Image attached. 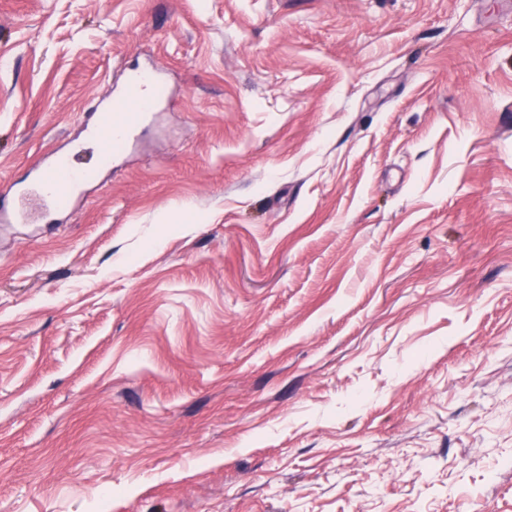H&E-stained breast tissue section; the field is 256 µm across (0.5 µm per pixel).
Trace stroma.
Wrapping results in <instances>:
<instances>
[{
	"label": "stroma",
	"mask_w": 512,
	"mask_h": 512,
	"mask_svg": "<svg viewBox=\"0 0 512 512\" xmlns=\"http://www.w3.org/2000/svg\"><path fill=\"white\" fill-rule=\"evenodd\" d=\"M0 512H512V0H0ZM151 87V92L148 91ZM166 81L157 67L125 73L120 83L111 84L94 112L86 114V130L105 162L118 149L126 148L158 105ZM132 100L134 112H125ZM98 178V170L83 167L71 160L69 151L57 149L50 152L39 164L38 173L22 186L9 185L8 191L12 197V207L6 209L0 205V221L18 223L23 220V214L14 206V202L36 189L53 202V207L47 212L49 224L59 222V217L65 214L77 201L83 190L93 184Z\"/></svg>",
	"instance_id": "1"
}]
</instances>
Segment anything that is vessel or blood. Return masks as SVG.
<instances>
[{"label":"vessel or blood","mask_w":512,"mask_h":512,"mask_svg":"<svg viewBox=\"0 0 512 512\" xmlns=\"http://www.w3.org/2000/svg\"><path fill=\"white\" fill-rule=\"evenodd\" d=\"M165 88L162 72L155 67L125 73L121 82L110 85L95 110L86 115V130L102 160H110L117 150L128 147L156 109ZM97 178V169L76 164L69 152L58 149L45 157L27 184H12L8 190L15 200L34 190L50 199L53 207L46 219L54 224Z\"/></svg>","instance_id":"obj_1"}]
</instances>
